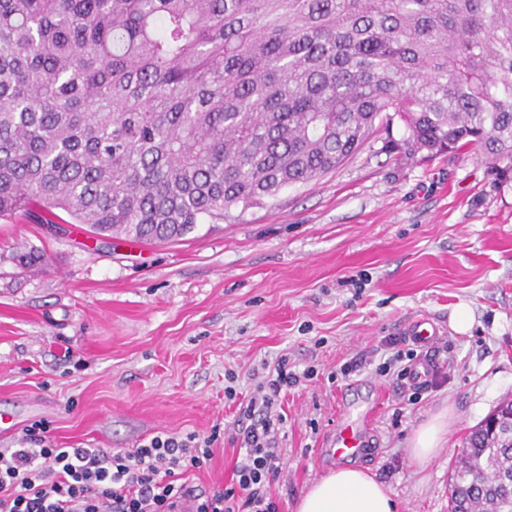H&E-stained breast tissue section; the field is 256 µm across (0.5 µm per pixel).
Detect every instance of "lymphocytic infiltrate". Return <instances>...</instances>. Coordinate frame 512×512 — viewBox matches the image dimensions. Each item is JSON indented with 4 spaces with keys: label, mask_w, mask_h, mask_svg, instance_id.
Segmentation results:
<instances>
[{
    "label": "lymphocytic infiltrate",
    "mask_w": 512,
    "mask_h": 512,
    "mask_svg": "<svg viewBox=\"0 0 512 512\" xmlns=\"http://www.w3.org/2000/svg\"><path fill=\"white\" fill-rule=\"evenodd\" d=\"M299 374L280 356L241 415V460L235 483L198 501L195 512H279L271 485L281 470L277 413L281 393ZM214 438L156 435L138 448H61L47 436L26 435L24 446L0 448V512H178L186 473L213 456Z\"/></svg>",
    "instance_id": "lymphocytic-infiltrate-1"
}]
</instances>
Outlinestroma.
Returning a JSON list of instances; mask_svg holds the SVG:
<instances>
[{
	"label": "stroma",
	"instance_id": "1",
	"mask_svg": "<svg viewBox=\"0 0 512 512\" xmlns=\"http://www.w3.org/2000/svg\"><path fill=\"white\" fill-rule=\"evenodd\" d=\"M403 133L399 120L375 126L335 170L174 242L105 243L85 224L0 219V448L31 429L107 451L161 432L212 436V459L187 480L205 495L231 485L239 404L285 354L314 374L279 401L280 512L336 469L324 441L338 391L358 380L380 398L376 446L357 467L398 512H448L455 448L512 400V184L495 186L466 150L388 153ZM461 304L472 313L463 334L451 324ZM422 317L448 349H415L434 369L412 403L380 367ZM354 358L364 368L344 373ZM444 410L445 446L417 461L411 438Z\"/></svg>",
	"mask_w": 512,
	"mask_h": 512
}]
</instances>
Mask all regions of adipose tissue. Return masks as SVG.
<instances>
[{
	"label": "adipose tissue",
	"instance_id": "1",
	"mask_svg": "<svg viewBox=\"0 0 512 512\" xmlns=\"http://www.w3.org/2000/svg\"><path fill=\"white\" fill-rule=\"evenodd\" d=\"M397 505L374 475L358 467H340L311 485L296 512H396Z\"/></svg>",
	"mask_w": 512,
	"mask_h": 512
}]
</instances>
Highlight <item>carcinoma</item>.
I'll use <instances>...</instances> for the list:
<instances>
[{
    "mask_svg": "<svg viewBox=\"0 0 512 512\" xmlns=\"http://www.w3.org/2000/svg\"><path fill=\"white\" fill-rule=\"evenodd\" d=\"M469 149L512 182V0H0V217L174 241L336 169ZM450 512H512V401Z\"/></svg>",
    "mask_w": 512,
    "mask_h": 512,
    "instance_id": "cac0c4a2",
    "label": "carcinoma"
}]
</instances>
